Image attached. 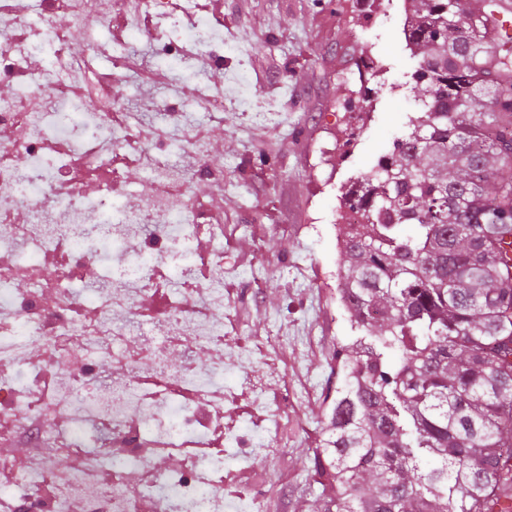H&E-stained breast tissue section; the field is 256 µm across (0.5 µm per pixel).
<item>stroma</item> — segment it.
<instances>
[{
    "mask_svg": "<svg viewBox=\"0 0 512 512\" xmlns=\"http://www.w3.org/2000/svg\"><path fill=\"white\" fill-rule=\"evenodd\" d=\"M220 8L224 63L199 71L194 46L178 38V55L141 70L154 20L135 0H108L104 19L88 27L62 14L53 23L91 78H131L112 121L134 144L116 158L128 206L159 193L139 150L177 165L190 162L193 139L205 141L212 173L188 180L165 204L177 210L190 198L204 219L228 224L224 327L269 377L287 376L294 396L280 451L250 461L256 482L276 486L256 512H310L325 490L316 463L331 415L315 391L335 380L339 349L362 335L338 291L335 210L345 187L406 130L416 60L395 18L365 29L359 0H220ZM366 44L380 56L376 96L371 110L354 111L343 105L338 77ZM351 121L362 125L352 152L323 159L322 148ZM136 307L125 336L131 349L166 311L164 286L138 296Z\"/></svg>",
    "mask_w": 512,
    "mask_h": 512,
    "instance_id": "obj_1",
    "label": "stroma"
}]
</instances>
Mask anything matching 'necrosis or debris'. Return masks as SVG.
Listing matches in <instances>:
<instances>
[{"instance_id":"1","label":"necrosis or debris","mask_w":512,"mask_h":512,"mask_svg":"<svg viewBox=\"0 0 512 512\" xmlns=\"http://www.w3.org/2000/svg\"><path fill=\"white\" fill-rule=\"evenodd\" d=\"M52 23L21 35L10 19L0 20V79L10 77L16 61L42 52L59 41ZM374 49H366L356 69L344 73L346 97L372 103L369 77L377 71ZM31 93L51 90L49 110H37L24 96L0 97V131L14 133L6 151L0 152V423L8 434L31 438L37 457L14 469L20 490L16 499H0V512H73L83 503L85 512H141L142 501L153 503L152 512H244L242 500L224 496L223 458L210 455L206 437L224 417V226L200 224L193 211H163L161 200L126 212L111 196L86 204L82 176L91 168L112 169V158L126 142L114 139L111 108L88 114L83 126L73 128L64 152L52 153L54 132L75 108L71 83L49 81L40 75L29 85ZM17 151L25 167L13 164L8 154ZM27 208L34 221L17 222L13 212ZM161 231L148 232L156 217ZM209 232L213 242V274L195 299L172 302L158 318L154 332L142 337L135 350L125 349L122 316L132 312L135 298L153 285L151 271L162 243L183 247V262L176 281L196 274L192 244L199 233ZM143 248L130 261L126 277L110 289L94 286L84 272L100 260L99 252L80 250L93 240L101 250L117 251L128 239ZM67 255L60 279L49 282L32 276L26 292L12 286L11 271L33 251ZM82 282L74 294L69 282ZM55 291L52 305L42 298ZM92 298V314H84L77 296ZM37 326L42 342L62 366L53 385L41 382V369L31 365L25 381L12 377L27 345L17 337L14 317ZM214 347L206 373L191 362L172 367L169 354L199 345ZM85 362L70 366L74 351ZM119 369L111 385H103L94 371L100 361ZM127 448L140 469L137 484L128 483L115 447ZM76 458L74 467L60 470L56 461ZM178 457L184 466L175 472L155 466L157 458Z\"/></svg>"}]
</instances>
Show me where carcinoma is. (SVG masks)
I'll return each mask as SVG.
<instances>
[{"label": "carcinoma", "mask_w": 512, "mask_h": 512, "mask_svg": "<svg viewBox=\"0 0 512 512\" xmlns=\"http://www.w3.org/2000/svg\"><path fill=\"white\" fill-rule=\"evenodd\" d=\"M417 88L339 251L356 340L313 512L512 502V38L463 0H408ZM434 466L424 468L423 459Z\"/></svg>", "instance_id": "carcinoma-1"}]
</instances>
